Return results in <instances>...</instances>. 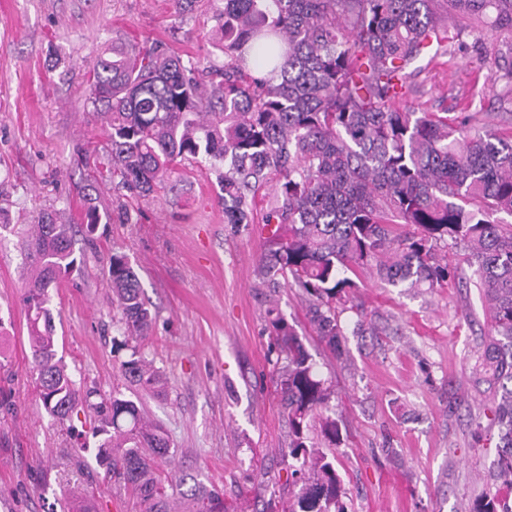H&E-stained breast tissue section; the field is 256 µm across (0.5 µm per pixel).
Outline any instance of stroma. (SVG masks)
<instances>
[{"label":"stroma","instance_id":"obj_1","mask_svg":"<svg viewBox=\"0 0 512 512\" xmlns=\"http://www.w3.org/2000/svg\"><path fill=\"white\" fill-rule=\"evenodd\" d=\"M216 9L215 0H0V209L8 214L0 223V512H63L75 487L96 512H139L96 463L94 412L61 423L36 393L23 302L35 264L24 240L49 211L73 225L81 266L51 305L59 353L81 391L139 397L145 416L162 425L171 454L156 469L173 506L184 482L217 490L229 512H262L268 499L288 497V420L265 330L272 297L334 386L347 512H469L498 486L496 443L476 441L471 426L475 416L491 418L493 403L471 376L489 325L470 269L462 271L467 286L433 291L362 275L360 298L379 333L347 337L339 359L305 319L298 289L259 287L263 224H225L211 171L182 161L165 191L148 197L101 176L107 139L85 103L97 48L157 40L194 56L210 47ZM460 41L454 56L413 65L412 107L468 108L489 126H512V99L495 86L512 69V32L486 26ZM87 191L100 211L123 203L137 222L114 219L86 233ZM116 250L137 271L155 316L143 340L125 336L111 305ZM135 348L163 372L162 395L124 378L120 363Z\"/></svg>","mask_w":512,"mask_h":512}]
</instances>
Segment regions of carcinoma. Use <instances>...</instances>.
I'll list each match as a JSON object with an SVG mask.
<instances>
[{
  "instance_id": "1",
  "label": "carcinoma",
  "mask_w": 512,
  "mask_h": 512,
  "mask_svg": "<svg viewBox=\"0 0 512 512\" xmlns=\"http://www.w3.org/2000/svg\"><path fill=\"white\" fill-rule=\"evenodd\" d=\"M435 0H224L220 36L204 56L165 44L105 45L92 63L88 103L105 119L112 174L149 196L185 159L219 171L224 223L273 227L258 267L260 283L307 298L305 316L336 356L356 279L375 273L395 288H442L460 281L444 250L460 246L485 296L490 334L473 367L476 386L498 398L499 489L470 512H512V135L488 129L477 112H417L409 67L430 52H455L440 29ZM457 32L492 23L512 32V0H444ZM220 53L224 63L210 56ZM275 185L274 195L262 191ZM83 223L102 218L83 201ZM72 225L45 212L25 248L38 259L25 292L35 389L63 422L79 406L100 417L96 461L130 489L140 512H169L154 460L170 455L161 428L140 401L114 391L98 403L81 393L58 356L52 292L77 267ZM112 306L124 334L149 335L154 316L128 257L112 251ZM276 362H284L279 404L292 441L285 467L297 487L282 512H346L335 448L334 391L284 314L267 309ZM139 388L159 393L162 373L137 349L120 364ZM319 420L324 446L309 441ZM188 512H224L219 495L196 487Z\"/></svg>"
}]
</instances>
